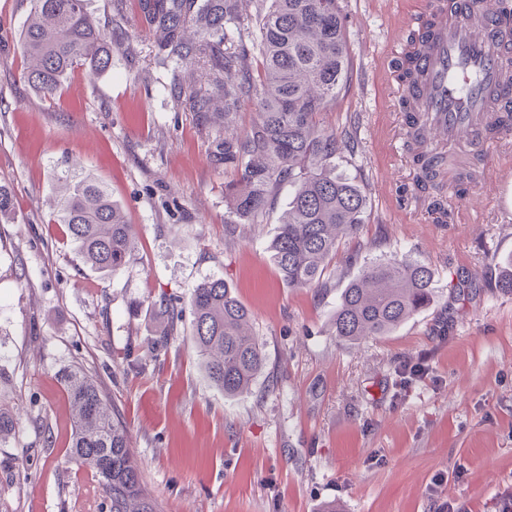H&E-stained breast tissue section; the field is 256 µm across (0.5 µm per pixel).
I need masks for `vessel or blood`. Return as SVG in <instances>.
<instances>
[{"instance_id": "vessel-or-blood-1", "label": "vessel or blood", "mask_w": 512, "mask_h": 512, "mask_svg": "<svg viewBox=\"0 0 512 512\" xmlns=\"http://www.w3.org/2000/svg\"><path fill=\"white\" fill-rule=\"evenodd\" d=\"M406 26L411 37L399 34L395 41L412 78L396 74L392 81L407 111L420 115V150L446 149L464 164L512 140L505 127L495 138L471 136L512 96V17L499 0H420ZM511 181V160L478 171L476 179L480 186Z\"/></svg>"}]
</instances>
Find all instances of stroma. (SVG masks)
Masks as SVG:
<instances>
[{
	"label": "stroma",
	"instance_id": "obj_1",
	"mask_svg": "<svg viewBox=\"0 0 512 512\" xmlns=\"http://www.w3.org/2000/svg\"><path fill=\"white\" fill-rule=\"evenodd\" d=\"M418 0H341L352 82L326 123L353 128L341 169L370 216L342 246L326 288L285 285L268 250L292 195L260 224H233L224 168L176 94L188 68L157 64L136 0L91 6L112 35V66L76 68L52 99L24 76L18 36L31 0H0V512H101L70 457L65 371L93 376L117 406L162 512H512V293L495 288L512 256V184L454 201L432 223L394 136L385 71L396 25ZM76 169L103 182L139 237L125 269L83 263L57 224L52 183ZM393 253L426 263L437 296L395 331L356 342L332 324L358 272L345 258ZM223 278L253 314L266 365L248 393L206 377L189 320L161 340L148 302L187 307ZM429 374L402 384L403 362ZM441 487H434L436 478Z\"/></svg>",
	"mask_w": 512,
	"mask_h": 512
}]
</instances>
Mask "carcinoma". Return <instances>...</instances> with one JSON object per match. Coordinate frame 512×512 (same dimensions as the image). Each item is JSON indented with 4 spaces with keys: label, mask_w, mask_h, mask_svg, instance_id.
<instances>
[{
    "label": "carcinoma",
    "mask_w": 512,
    "mask_h": 512,
    "mask_svg": "<svg viewBox=\"0 0 512 512\" xmlns=\"http://www.w3.org/2000/svg\"><path fill=\"white\" fill-rule=\"evenodd\" d=\"M20 40L28 82L55 96L67 76L84 66H112V49L89 0H31ZM257 65L228 38L227 28H249L239 0H139L137 23L156 39L166 64L193 66L198 77L178 95L204 125L235 120L242 101L256 118L242 135H218L213 160L224 165V199L232 224H255L274 209L280 189L293 187L269 251L290 288H318L339 245L367 220V199L339 170L341 136L322 118L336 111L349 74L350 48L340 0H267ZM57 223L67 227L78 255L116 275L136 248L107 188L69 170L57 178ZM436 297L435 274L418 260L391 255L363 266L343 289L333 316L336 336L357 341L385 336ZM150 306L167 320L170 336L183 312L161 296ZM191 339L207 378L228 396L249 391L266 364L249 309L222 278L206 280L190 299ZM74 413L72 459L92 471L106 512H158L130 450L120 414L98 384L81 371L64 379Z\"/></svg>",
    "instance_id": "carcinoma-1"
}]
</instances>
